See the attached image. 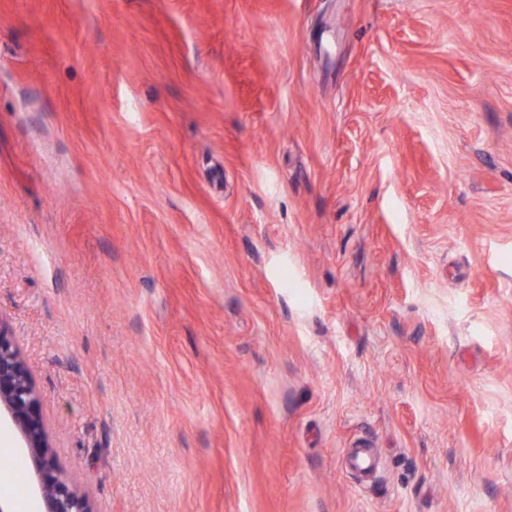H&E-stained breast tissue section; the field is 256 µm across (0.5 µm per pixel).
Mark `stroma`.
Segmentation results:
<instances>
[{
	"instance_id": "1",
	"label": "stroma",
	"mask_w": 512,
	"mask_h": 512,
	"mask_svg": "<svg viewBox=\"0 0 512 512\" xmlns=\"http://www.w3.org/2000/svg\"><path fill=\"white\" fill-rule=\"evenodd\" d=\"M0 323L95 512H512V0H0Z\"/></svg>"
}]
</instances>
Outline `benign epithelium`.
<instances>
[{
    "instance_id": "7a95c632",
    "label": "benign epithelium",
    "mask_w": 512,
    "mask_h": 512,
    "mask_svg": "<svg viewBox=\"0 0 512 512\" xmlns=\"http://www.w3.org/2000/svg\"><path fill=\"white\" fill-rule=\"evenodd\" d=\"M38 403L23 355L0 322V413L7 414L28 449L42 512H94L87 496L55 461Z\"/></svg>"
}]
</instances>
